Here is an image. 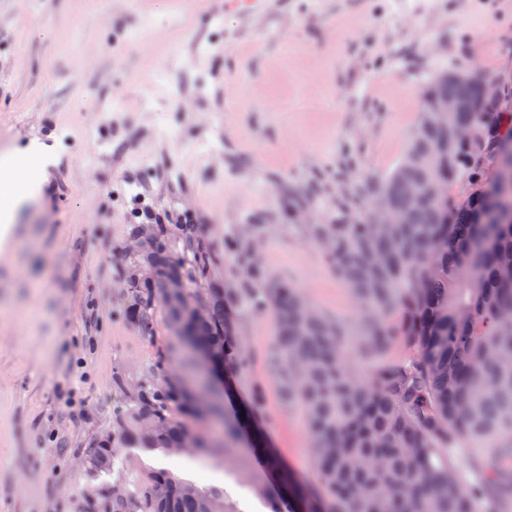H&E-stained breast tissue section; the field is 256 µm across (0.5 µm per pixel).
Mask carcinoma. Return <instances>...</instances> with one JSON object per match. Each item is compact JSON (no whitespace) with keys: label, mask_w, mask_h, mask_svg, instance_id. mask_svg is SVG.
<instances>
[{"label":"carcinoma","mask_w":512,"mask_h":512,"mask_svg":"<svg viewBox=\"0 0 512 512\" xmlns=\"http://www.w3.org/2000/svg\"><path fill=\"white\" fill-rule=\"evenodd\" d=\"M433 75L417 129L393 171L365 176L336 195V215L298 230L317 244L364 308L356 335L345 320L312 306L286 281L264 277L255 226L224 243L257 288L210 280L212 256L195 224H135L157 242L137 257L155 275L124 291L126 319L155 347L154 362L117 368L121 401L112 411V446L92 444L89 468H110L117 449L144 448L167 458L207 459L238 438L241 423L224 418L223 398L207 413L170 372L175 351L157 342V316L181 319L183 305L164 300L179 275L204 296L207 317L185 325L180 345L213 349L232 378L248 358L232 314V297L270 310L276 344L272 370L282 400L300 408L311 436L317 479L288 471L266 448L258 420L265 397L253 387L246 418L253 451L274 472L283 497L272 512H495L512 490V113L480 95L478 81ZM441 99L460 109L448 126L431 113ZM470 130L467 142L452 128ZM444 184L440 200L415 202L411 185ZM385 200L392 224L370 223L372 202ZM207 422L206 433L196 424ZM476 452L473 478L454 452ZM109 512H233L224 490L200 488L168 468H142L134 490L112 489Z\"/></svg>","instance_id":"obj_1"}]
</instances>
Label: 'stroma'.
<instances>
[{
	"label": "stroma",
	"instance_id": "1",
	"mask_svg": "<svg viewBox=\"0 0 512 512\" xmlns=\"http://www.w3.org/2000/svg\"><path fill=\"white\" fill-rule=\"evenodd\" d=\"M440 69L496 80L512 113V0H0V153H54L0 261V512H88L132 487V457L271 512L279 486L246 435L204 462L137 448L101 473L84 462L112 429L116 367L154 358L122 312L130 229L148 209L198 225L213 279L245 284L224 240L261 225L266 273L358 323L288 199L311 198L314 224L341 178L390 172ZM239 330L250 364L225 413L263 384L271 448L314 480L305 420L272 374V317L242 308Z\"/></svg>",
	"mask_w": 512,
	"mask_h": 512
}]
</instances>
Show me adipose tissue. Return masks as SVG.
Listing matches in <instances>:
<instances>
[{
	"label": "adipose tissue",
	"instance_id": "obj_1",
	"mask_svg": "<svg viewBox=\"0 0 512 512\" xmlns=\"http://www.w3.org/2000/svg\"><path fill=\"white\" fill-rule=\"evenodd\" d=\"M49 147L34 143L24 149L0 155V253L7 252L11 242V222L18 207L35 197L47 179L50 163ZM25 161L30 170L27 184H17L12 171L17 161Z\"/></svg>",
	"mask_w": 512,
	"mask_h": 512
}]
</instances>
